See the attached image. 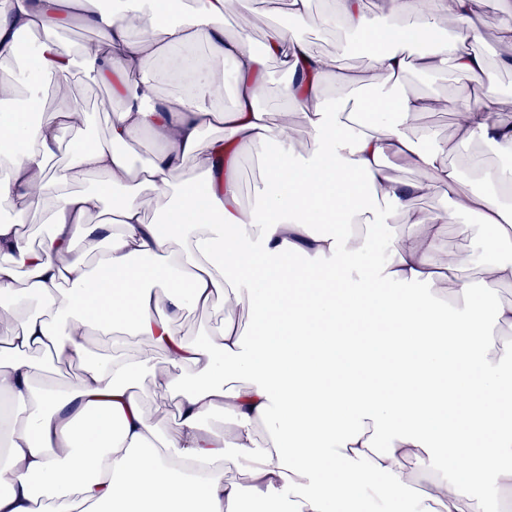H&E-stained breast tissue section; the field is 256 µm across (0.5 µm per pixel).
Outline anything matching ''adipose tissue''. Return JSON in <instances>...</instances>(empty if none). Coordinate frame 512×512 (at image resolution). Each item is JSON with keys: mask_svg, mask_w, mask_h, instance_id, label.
I'll list each match as a JSON object with an SVG mask.
<instances>
[{"mask_svg": "<svg viewBox=\"0 0 512 512\" xmlns=\"http://www.w3.org/2000/svg\"><path fill=\"white\" fill-rule=\"evenodd\" d=\"M474 3L449 2L453 47L421 51L419 40L437 32V0H332L329 22L378 44L381 81L364 95L339 54L306 41L311 0H288L289 22L269 31L261 54L247 0H193L176 20L163 0H121L113 10L91 0H10L0 9L1 60L16 58L34 30L48 34L30 43L27 67L0 84L1 97L38 104L51 75L68 99L79 63L125 99L108 138L83 140L56 171L48 161L86 112L69 106L34 124L23 111L0 113L10 132L0 146V395L13 401L0 512H239L247 499L288 512H350L361 501L373 512L401 503L409 512H480L473 477L486 473L496 489L512 490V339L487 330L512 326V304L496 296L512 284V178L480 170L484 190H467L447 143L426 147L411 133L418 115L451 109L459 143L491 140L512 155V121L493 86L447 99L406 83L409 73L451 65L484 74L471 49L481 31ZM63 17L96 31L95 45L76 57L61 49L49 34ZM195 43L230 63L231 75L210 61L195 71L192 94L144 107L151 62ZM271 57L291 74L282 96L303 125L261 104ZM331 80L356 93L368 124L354 125L343 100L326 98ZM228 83L233 107L214 108ZM214 126L221 135L203 141ZM142 132L156 149L137 167L118 146ZM301 138L307 154L298 159ZM270 145L267 187L256 207H244L240 151ZM190 159L203 176L201 198L173 180ZM393 164L427 178L396 182ZM79 176L95 182L69 190ZM432 193L450 208L412 214L409 232L386 234L394 215ZM153 202L168 225L148 220ZM36 208L48 211L50 230L35 246L19 227ZM464 215L496 242L478 261L476 283L438 244L443 225L470 233ZM88 236L106 245L94 262L76 247ZM296 252L311 264L291 266ZM443 282L447 302L435 296ZM227 294L250 311L251 337L230 323L208 340L180 331L183 311ZM116 333L148 347L131 358L88 357L87 336ZM62 359L80 361V375L64 387L36 383ZM149 372L176 393L175 432L144 414L136 379ZM217 411L231 434L207 426ZM369 472L380 483L366 482Z\"/></svg>", "mask_w": 512, "mask_h": 512, "instance_id": "adipose-tissue-1", "label": "adipose tissue"}]
</instances>
